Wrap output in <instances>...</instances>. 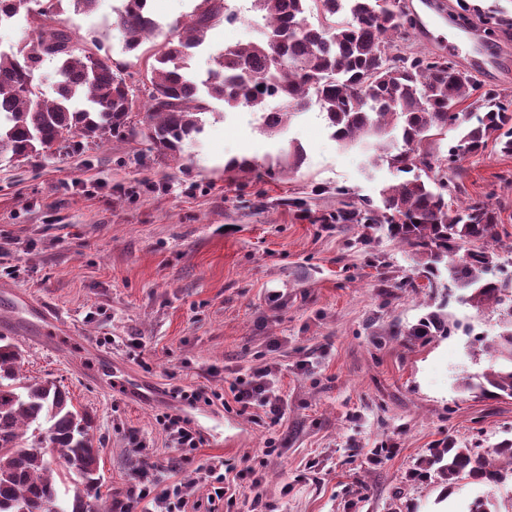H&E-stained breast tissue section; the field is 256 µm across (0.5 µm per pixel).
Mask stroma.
Wrapping results in <instances>:
<instances>
[{
    "instance_id": "stroma-1",
    "label": "stroma",
    "mask_w": 512,
    "mask_h": 512,
    "mask_svg": "<svg viewBox=\"0 0 512 512\" xmlns=\"http://www.w3.org/2000/svg\"><path fill=\"white\" fill-rule=\"evenodd\" d=\"M503 0H436L444 11L432 37L413 49L447 55L459 40L480 89L512 96V78L483 75L495 56L512 61V25L503 43L471 42L449 20L472 27ZM235 23L207 37L215 47L259 39L250 0H233ZM98 0L78 14L62 0L58 21L96 36L114 60L136 68L113 12ZM299 168L273 179L225 170L232 157L256 161L288 145ZM464 202L497 209L510 236L497 246L512 262V156L487 148L454 173ZM398 176L379 152L338 145L318 107L269 135L259 113L212 104L201 133L183 151L160 155L142 141L77 140L17 162L0 160V333L23 352L22 376L63 385L94 418L101 492L126 491L136 442L151 460L173 454L156 422L176 386L223 390L224 409L199 406L205 443L195 454L263 475L266 512H464L463 486L443 495L438 476L414 479L431 448L494 447L512 439V400L461 391L463 376L487 365L476 342L494 336L495 308L476 310L452 287L411 291L420 266L408 248L360 224H328L336 191L381 209ZM51 311L37 317L36 305ZM443 310L456 328L419 340L409 329ZM271 369L282 417L234 399L237 376ZM150 390L141 399L126 390Z\"/></svg>"
}]
</instances>
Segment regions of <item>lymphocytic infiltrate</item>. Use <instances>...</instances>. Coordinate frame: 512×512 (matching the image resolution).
Masks as SVG:
<instances>
[{
  "instance_id": "lymphocytic-infiltrate-1",
  "label": "lymphocytic infiltrate",
  "mask_w": 512,
  "mask_h": 512,
  "mask_svg": "<svg viewBox=\"0 0 512 512\" xmlns=\"http://www.w3.org/2000/svg\"><path fill=\"white\" fill-rule=\"evenodd\" d=\"M233 390L235 399L242 406L258 405L272 415H279L283 400L270 383L269 371H259L251 378L236 379ZM157 422L164 432L170 448L176 453L168 464L167 477H159V467L148 456H140L134 470V482L125 499L115 500L112 512H188L189 499L200 485L208 486L210 494L208 512H219L227 506L231 512L237 506L235 495L229 494L224 484L227 473H235L239 480L248 482L254 492L246 512H263V495L260 491L262 476L253 468L233 470L223 457L213 456L197 465H190L192 454L205 442L202 433L192 421L181 414L166 412L158 415Z\"/></svg>"
}]
</instances>
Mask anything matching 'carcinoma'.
I'll return each instance as SVG.
<instances>
[{"label":"carcinoma","instance_id":"carcinoma-1","mask_svg":"<svg viewBox=\"0 0 512 512\" xmlns=\"http://www.w3.org/2000/svg\"><path fill=\"white\" fill-rule=\"evenodd\" d=\"M146 2L125 0L115 15L125 50L137 52L150 82L134 108L127 66L98 40L74 36L55 17L46 21L26 0H0V25L24 9L31 30L16 48L0 50V157L26 160L68 148L76 137L140 140L161 155L180 152L201 131L213 100L261 112L270 130L316 105L342 144L374 138L380 148L399 138L403 148L388 162L401 179L383 189V210L342 200L332 219L386 229L419 257L431 290L446 271L473 306H507L503 330L477 338L488 368L463 378L462 387L484 399L512 400V272L489 277L496 263L492 245L507 230L485 201L452 207L458 184L448 176L490 143L512 154V98L487 89L467 105L476 90L471 73L453 75L448 58L401 49L398 41L418 23L401 0H252L264 39L212 54L200 80L187 72L189 51L237 13L228 0H196L175 36L147 47L159 25L150 21ZM46 59L58 62L53 94L38 82V91L25 93L23 85ZM450 129L460 138L441 160L435 137ZM272 169L247 158L225 165L259 177L273 176ZM446 332L443 315L431 312L410 335ZM21 364L19 346L0 336V512H111L101 494L93 417L55 382L21 376ZM427 467L450 489L463 480L499 485L512 475V440L483 452L450 442L431 449ZM469 512H512V503L487 492Z\"/></svg>","mask_w":512,"mask_h":512}]
</instances>
